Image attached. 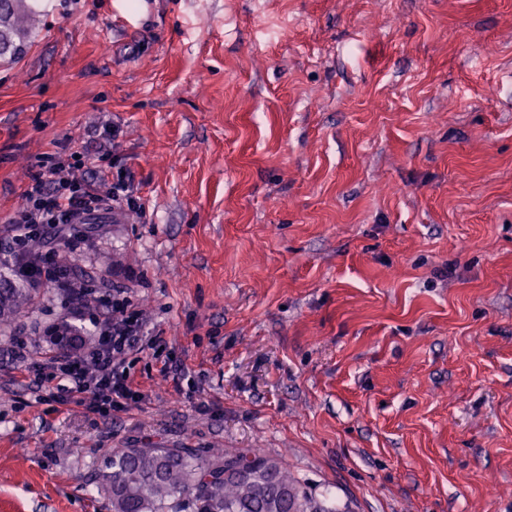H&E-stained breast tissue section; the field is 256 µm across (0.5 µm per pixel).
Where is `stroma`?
Returning a JSON list of instances; mask_svg holds the SVG:
<instances>
[{
    "label": "stroma",
    "mask_w": 512,
    "mask_h": 512,
    "mask_svg": "<svg viewBox=\"0 0 512 512\" xmlns=\"http://www.w3.org/2000/svg\"><path fill=\"white\" fill-rule=\"evenodd\" d=\"M0 60V225L54 147L128 170L70 255L180 365L101 419L0 363V512H112L141 441L253 448L340 512H512V0H48ZM120 129L103 142V122ZM44 288L0 332L68 317Z\"/></svg>",
    "instance_id": "obj_1"
}]
</instances>
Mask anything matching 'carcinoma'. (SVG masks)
I'll return each instance as SVG.
<instances>
[{
  "mask_svg": "<svg viewBox=\"0 0 512 512\" xmlns=\"http://www.w3.org/2000/svg\"><path fill=\"white\" fill-rule=\"evenodd\" d=\"M35 19L42 0H0V58L18 54L25 31L20 10ZM34 288L0 289V318L34 300ZM93 480L112 498L113 512H336L315 500L279 461L246 449L203 460L191 448L133 444L112 452Z\"/></svg>",
  "mask_w": 512,
  "mask_h": 512,
  "instance_id": "cac0c4a2",
  "label": "carcinoma"
}]
</instances>
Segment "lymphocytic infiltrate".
Segmentation results:
<instances>
[{
  "label": "lymphocytic infiltrate",
  "instance_id": "f902f5d3",
  "mask_svg": "<svg viewBox=\"0 0 512 512\" xmlns=\"http://www.w3.org/2000/svg\"><path fill=\"white\" fill-rule=\"evenodd\" d=\"M81 166V161H69L61 153H44L23 190L20 207L6 229L0 230V257L9 264L16 280L33 288L46 284L57 288L79 319L91 314L96 298L73 277L54 246L55 240L67 237L71 249L77 250L85 240L72 235L71 230L92 214L115 205L136 214L144 211L138 189L129 177L115 178L101 169L88 179L78 176ZM107 308L108 315L97 321L90 343L69 342L67 326L59 324L51 329L53 347L41 352L39 358H30L20 345L6 352V360L35 387L56 382L62 402L81 405L93 415L104 417L141 401L126 357L140 342L156 348L162 340L146 338L149 318L123 292L113 293Z\"/></svg>",
  "mask_w": 512,
  "mask_h": 512
}]
</instances>
